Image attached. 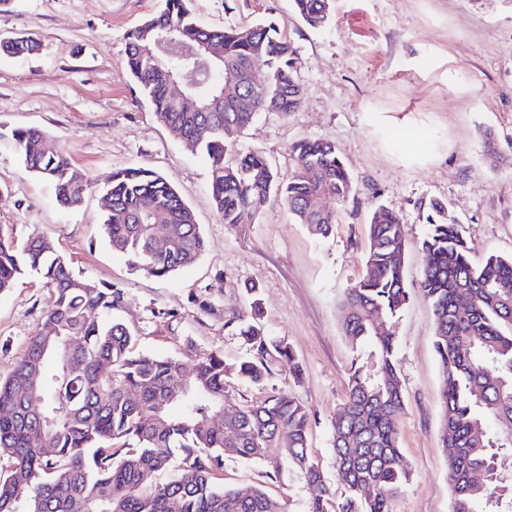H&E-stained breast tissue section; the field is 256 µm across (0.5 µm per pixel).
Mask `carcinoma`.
<instances>
[{
    "label": "carcinoma",
    "mask_w": 512,
    "mask_h": 512,
    "mask_svg": "<svg viewBox=\"0 0 512 512\" xmlns=\"http://www.w3.org/2000/svg\"><path fill=\"white\" fill-rule=\"evenodd\" d=\"M192 0H163L158 12L127 34V67L159 120L191 152L210 160L214 208L231 227L253 224L275 197L300 224L322 236L336 216L319 202H341L353 179L336 146L303 139L293 146L297 168L280 178L265 157L250 151L226 161L237 136L259 112H294L304 99L296 48L271 18L247 26L202 24ZM296 15L319 27L330 0H292ZM166 34L175 45L213 48L209 64L178 50L155 49ZM36 49L24 36L0 41L20 56ZM236 80L239 97L224 99V80ZM199 112H185L181 93ZM11 139L31 175L54 186L58 203L81 205L93 188L49 135L15 129ZM102 229L129 265L165 278L193 264L205 249L195 216L157 172L127 167L101 189ZM428 231L419 243L426 263L420 290L433 311V341L442 377V447L446 449L450 512H512V256L473 264L460 224L448 205L432 200ZM167 225L157 239L153 225ZM404 226L392 212L374 211L362 277L345 291L344 333L353 351L367 345L376 359L368 370L352 359L347 395L333 423L332 450L345 493L333 512H390L393 494L412 471L399 448L404 400L396 336L387 323L409 302L404 273ZM34 272L51 296L40 331L32 336L12 374L0 380V512H283L259 485L227 489L224 457L257 462L265 477L298 479L306 498L296 512H328L329 487L308 448L310 410L293 392L234 407L230 371L263 380L264 356L274 350L298 378L300 366L286 344L270 340L257 321L231 319L256 356L235 368L211 353L182 361L136 351L130 328L113 317L123 290L72 273L66 257L44 237L19 244L0 227V291ZM120 447H115V444ZM482 470L491 479H472ZM154 473L167 481L148 483Z\"/></svg>",
    "instance_id": "1"
}]
</instances>
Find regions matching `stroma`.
<instances>
[{"label": "stroma", "mask_w": 512, "mask_h": 512, "mask_svg": "<svg viewBox=\"0 0 512 512\" xmlns=\"http://www.w3.org/2000/svg\"><path fill=\"white\" fill-rule=\"evenodd\" d=\"M161 0H12L0 8V39L32 37L35 52H0V226L23 242L41 236L73 271L124 291L120 319L136 349L181 360L222 353L227 365L254 351L232 327L249 318L247 291L258 287L266 336L289 346L301 367L293 378L277 353L266 356L261 383L229 374L235 403L293 391L315 416L313 460L332 492L343 489L332 454V424L345 400L351 345L342 298L361 277L376 208L405 227V274L413 289L395 321L404 395L399 448L412 478L391 512H449L441 443V380L432 343V310L417 287L425 264L418 248L424 208L446 201L458 217L474 262L512 256V164L491 166L483 132L512 154V0H332L320 28L298 19L291 0H195L212 27L275 17L297 51L305 98L294 112H261L236 149L261 152L281 178L297 166L292 146L333 142L354 182L329 236L313 234L272 199L255 223L230 227L211 203L209 162L187 151L158 120L126 65V35L158 11ZM35 128L95 183L113 171L149 167L195 213L205 250L166 278L132 270L101 229L99 192L61 208L51 184L29 174L8 135ZM50 291L33 273L0 292V380L43 322ZM207 308H200V301ZM255 462L224 460V485L260 484L294 512L297 481L271 482Z\"/></svg>", "instance_id": "obj_1"}]
</instances>
